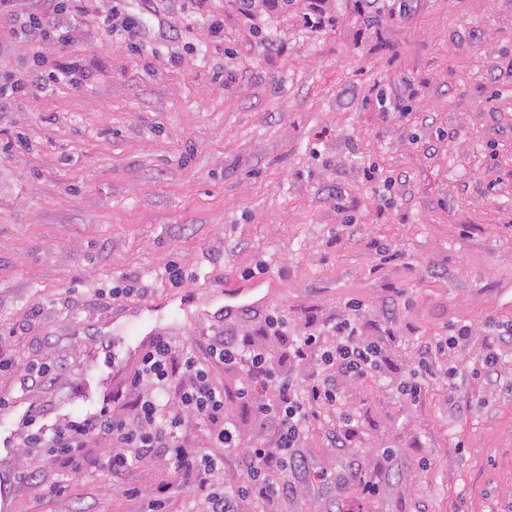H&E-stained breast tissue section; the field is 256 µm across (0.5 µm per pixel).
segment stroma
Instances as JSON below:
<instances>
[{
	"instance_id": "1",
	"label": "stroma",
	"mask_w": 512,
	"mask_h": 512,
	"mask_svg": "<svg viewBox=\"0 0 512 512\" xmlns=\"http://www.w3.org/2000/svg\"><path fill=\"white\" fill-rule=\"evenodd\" d=\"M415 3L361 38L354 0H326L336 23L320 32L302 25L307 0L250 20L235 0H208L202 14L186 0L130 46L97 26L113 0L59 13L19 0L53 13L54 26L31 41L0 25V84L69 58L88 78L0 103V349L65 368L46 384L0 376V512H139L108 488L103 441L62 494L13 483L28 463L18 429L99 410L149 334L204 347L224 327L232 283L262 278L268 308L302 325L362 303L370 335L392 331L401 372L417 341L512 321V0ZM409 84V114L386 111L383 97ZM366 164L376 181L364 180ZM172 260L180 287L157 278L145 296L93 307ZM468 365L456 391L428 380L416 406L372 379L352 387L357 445L330 447L321 425L310 428L291 512L512 503V343L495 385ZM388 448L395 464L378 496L356 499L347 472Z\"/></svg>"
}]
</instances>
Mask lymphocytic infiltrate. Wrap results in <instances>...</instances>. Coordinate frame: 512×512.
Segmentation results:
<instances>
[{
	"mask_svg": "<svg viewBox=\"0 0 512 512\" xmlns=\"http://www.w3.org/2000/svg\"><path fill=\"white\" fill-rule=\"evenodd\" d=\"M361 303L327 316L319 327L295 334L281 311H268L251 330L236 324L211 336L206 356L166 337L141 356L137 369L112 395L110 404L93 414L66 419L51 430L35 419L21 427V445L28 448L33 468L18 473L23 484L41 487L43 475L75 476L85 468L90 441L103 440L112 449L106 463L111 487L142 498V512H165L171 499L192 490L184 512H243L244 502L258 503L261 512H285L297 496L304 473L299 448L313 424H323L333 447L352 443L354 417L344 394L366 379L390 380L409 404H418L426 378L456 379L454 361L474 341L471 327L456 335L419 345L407 372L391 374L386 337L364 330ZM238 370L243 378L233 395L219 390L216 369ZM247 405L256 440L243 445L237 424L224 414L227 398ZM209 423L207 448L193 443V421ZM242 453L251 461L241 482L224 479L227 457ZM164 459L170 475L157 490L144 494L131 485L134 466Z\"/></svg>",
	"mask_w": 512,
	"mask_h": 512,
	"instance_id": "lymphocytic-infiltrate-1",
	"label": "lymphocytic infiltrate"
}]
</instances>
